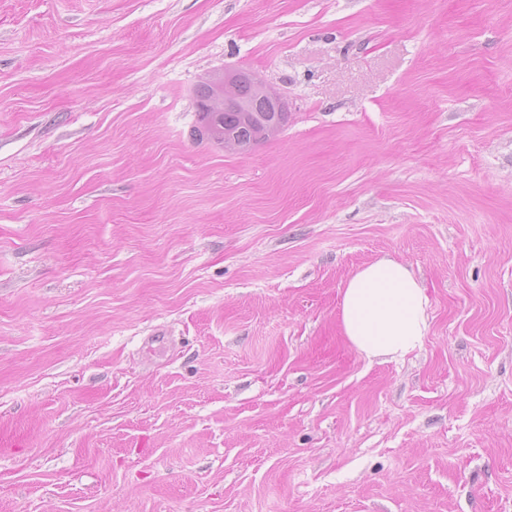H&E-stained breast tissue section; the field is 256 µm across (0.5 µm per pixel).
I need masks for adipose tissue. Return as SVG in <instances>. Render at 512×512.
<instances>
[{"label": "adipose tissue", "instance_id": "obj_1", "mask_svg": "<svg viewBox=\"0 0 512 512\" xmlns=\"http://www.w3.org/2000/svg\"><path fill=\"white\" fill-rule=\"evenodd\" d=\"M429 298L407 265L383 257L359 267L340 290L344 336L365 359L398 360L421 347Z\"/></svg>", "mask_w": 512, "mask_h": 512}]
</instances>
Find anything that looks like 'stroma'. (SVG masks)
Instances as JSON below:
<instances>
[{"label": "stroma", "mask_w": 512, "mask_h": 512, "mask_svg": "<svg viewBox=\"0 0 512 512\" xmlns=\"http://www.w3.org/2000/svg\"><path fill=\"white\" fill-rule=\"evenodd\" d=\"M227 66L288 112L236 154ZM0 512H512V0H0ZM220 74L224 75V91L219 96L217 95L216 85L209 81L201 83L195 90V102L208 101L218 96L205 107H200L197 104L195 106L198 123L204 131H211L212 127L218 126L223 132L234 133L240 141L250 147L275 138L288 118V112H285L283 102L272 103L261 99L254 93L250 84L242 82L238 88L237 101L233 103L237 92V83L234 77L240 75L248 78L263 97L273 102L281 100L280 94L266 82L254 77L250 73L236 69H224V71H220ZM228 104L231 105L227 106ZM220 110L222 112H216ZM257 122L273 123L281 128L278 126L260 128L256 133V138L259 140H256L254 132L255 123ZM210 137L213 141L223 145L225 152L241 153L246 150L244 144L240 143L233 135L225 132L220 134L211 131ZM429 298L407 265L389 257L359 267L340 290L344 336L365 359L398 360L421 347Z\"/></svg>", "instance_id": "obj_1"}]
</instances>
